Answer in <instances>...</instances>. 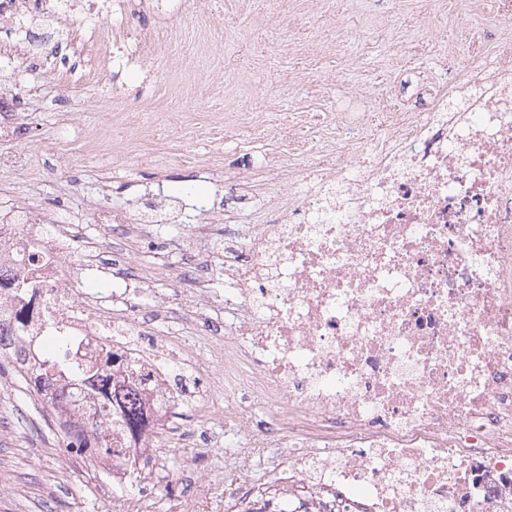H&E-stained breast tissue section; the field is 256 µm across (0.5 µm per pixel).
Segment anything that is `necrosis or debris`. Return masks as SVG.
I'll return each instance as SVG.
<instances>
[{"mask_svg": "<svg viewBox=\"0 0 512 512\" xmlns=\"http://www.w3.org/2000/svg\"><path fill=\"white\" fill-rule=\"evenodd\" d=\"M36 3L95 35L99 67L131 64L112 26L141 0H0V19ZM472 85L466 111L432 85L429 108L387 115L352 164L291 177L265 223L225 224L221 261L196 253L210 227L192 225L190 303L234 320L202 332L215 365L202 393L171 382L195 350L168 329L166 301L127 305L150 285L123 271L127 242L113 239L109 288L76 286L123 213L104 212L96 237L25 198L0 207V358L34 383L43 366L18 349L59 336L73 367L91 365L55 419L111 423L114 454L90 438L80 454L136 490L118 512H153L146 474L164 464L168 408L185 403L223 420L225 447L276 449L286 471L224 512H512V74L478 65ZM116 384L139 393V434L111 415Z\"/></svg>", "mask_w": 512, "mask_h": 512, "instance_id": "obj_1", "label": "necrosis or debris"}]
</instances>
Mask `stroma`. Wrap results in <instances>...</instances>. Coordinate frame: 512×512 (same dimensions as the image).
Instances as JSON below:
<instances>
[{
	"label": "stroma",
	"mask_w": 512,
	"mask_h": 512,
	"mask_svg": "<svg viewBox=\"0 0 512 512\" xmlns=\"http://www.w3.org/2000/svg\"><path fill=\"white\" fill-rule=\"evenodd\" d=\"M504 0H149L116 35L127 44L156 34L147 54L118 81L87 80L94 55L87 31L53 30L42 14L18 27L0 20V41L38 50L42 62L0 67V98L17 99L19 132L9 150L31 156L27 172L0 171V202L18 196L42 207L73 206L94 231L100 209L137 216L142 201L165 209L192 206L191 221L221 214L264 221L265 191L287 193L282 168L299 173L317 160L353 161L351 142L367 128L336 127L342 99L371 113L426 108L424 81L464 85L476 59L512 72V12ZM193 98L172 121L182 128L167 145L137 151L113 142L109 121L158 123L156 107L179 89ZM310 114L305 152L283 132L296 113ZM231 114L237 125L203 139V116ZM186 229L155 228L130 256L171 307L184 298L158 267L179 259ZM160 494L184 497L189 512H224V499L246 483H270L279 456L256 449L247 466L224 469V426L201 420L189 405L168 423ZM45 409L10 366L0 367V512H113L112 496L86 462L59 451Z\"/></svg>",
	"instance_id": "1"
}]
</instances>
